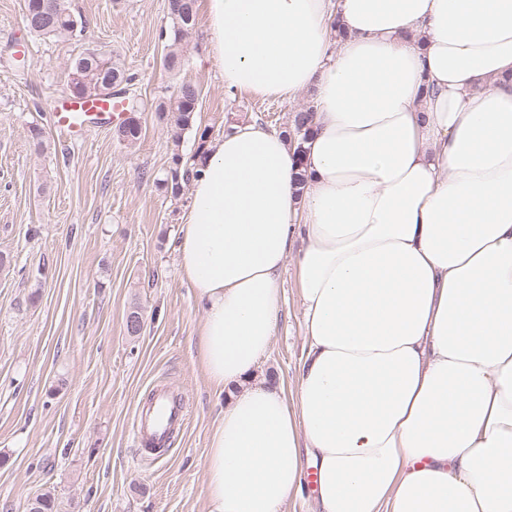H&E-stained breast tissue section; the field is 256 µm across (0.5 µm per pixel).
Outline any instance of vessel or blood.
Wrapping results in <instances>:
<instances>
[{"mask_svg": "<svg viewBox=\"0 0 512 512\" xmlns=\"http://www.w3.org/2000/svg\"><path fill=\"white\" fill-rule=\"evenodd\" d=\"M124 103L116 96L95 99H67L53 110L55 126L70 136L82 135L91 124H109L121 118ZM186 406L166 388L154 387L138 404L132 421L134 446L142 456L155 459L165 454L170 435L181 427Z\"/></svg>", "mask_w": 512, "mask_h": 512, "instance_id": "1", "label": "vessel or blood"}]
</instances>
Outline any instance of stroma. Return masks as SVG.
<instances>
[{"label": "stroma", "mask_w": 512, "mask_h": 512, "mask_svg": "<svg viewBox=\"0 0 512 512\" xmlns=\"http://www.w3.org/2000/svg\"><path fill=\"white\" fill-rule=\"evenodd\" d=\"M73 38H41L23 21L24 0H0V512H25L52 491L56 512H206L205 454L226 402L209 387L193 337L202 313L177 270L180 216L190 191L161 187L175 159H189L238 126L291 129L311 93L292 101L230 94L204 61L206 19L173 42L167 0H71ZM120 59L133 81L142 136L132 147L112 127L79 140L50 120L67 96L69 64L86 49ZM199 88L195 119L173 140L152 104L181 81ZM39 125L46 148L34 147ZM257 377L293 387L302 356L294 263ZM139 309L144 328L129 335ZM156 383L180 393L186 420L172 448L137 462L131 422Z\"/></svg>", "instance_id": "stroma-1"}]
</instances>
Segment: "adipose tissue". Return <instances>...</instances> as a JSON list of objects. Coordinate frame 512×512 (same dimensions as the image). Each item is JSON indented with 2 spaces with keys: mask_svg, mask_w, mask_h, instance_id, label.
Instances as JSON below:
<instances>
[{
  "mask_svg": "<svg viewBox=\"0 0 512 512\" xmlns=\"http://www.w3.org/2000/svg\"><path fill=\"white\" fill-rule=\"evenodd\" d=\"M225 89L313 94L191 164L178 270L229 398L206 512H512V0H202ZM306 181L297 184L298 169ZM296 252L294 396L253 381ZM312 488L306 476L300 493L289 497L285 510L287 512H312L315 509Z\"/></svg>",
  "mask_w": 512,
  "mask_h": 512,
  "instance_id": "1",
  "label": "adipose tissue"
}]
</instances>
